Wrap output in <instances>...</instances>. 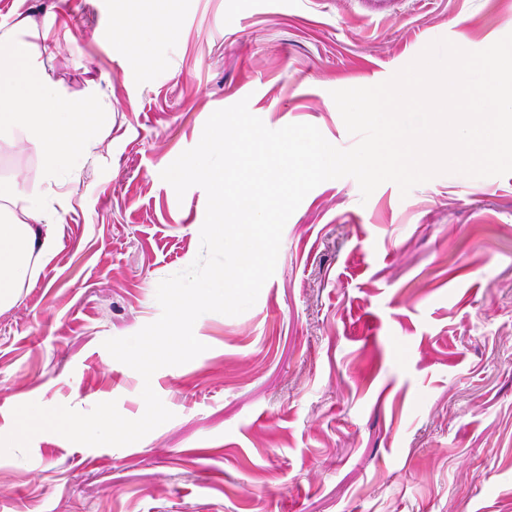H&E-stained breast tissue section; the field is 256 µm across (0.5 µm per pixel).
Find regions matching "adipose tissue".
<instances>
[{"label": "adipose tissue", "instance_id": "1", "mask_svg": "<svg viewBox=\"0 0 512 512\" xmlns=\"http://www.w3.org/2000/svg\"><path fill=\"white\" fill-rule=\"evenodd\" d=\"M95 92L74 98L52 91L41 54L29 42L0 34V136L18 135L39 155L44 177L60 185L78 182L97 146L104 119ZM14 213L0 220V309L16 302L18 283L47 257L62 223L29 193L0 188Z\"/></svg>", "mask_w": 512, "mask_h": 512}]
</instances>
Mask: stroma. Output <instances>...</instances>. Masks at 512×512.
<instances>
[{
	"instance_id": "1",
	"label": "stroma",
	"mask_w": 512,
	"mask_h": 512,
	"mask_svg": "<svg viewBox=\"0 0 512 512\" xmlns=\"http://www.w3.org/2000/svg\"><path fill=\"white\" fill-rule=\"evenodd\" d=\"M138 0H0L25 15L58 91L96 85L111 116L70 196L0 142L5 185L63 203L55 247L0 312V436L36 402L173 413L133 444L52 432L0 456V512H512V174H441L362 199L351 177L286 222L274 275L237 316L201 315L194 360L150 381L109 338L156 321L157 286L200 251L207 194L160 173L239 101L271 129L348 149L331 97L382 83L445 38L483 50L512 0H179L141 51Z\"/></svg>"
}]
</instances>
